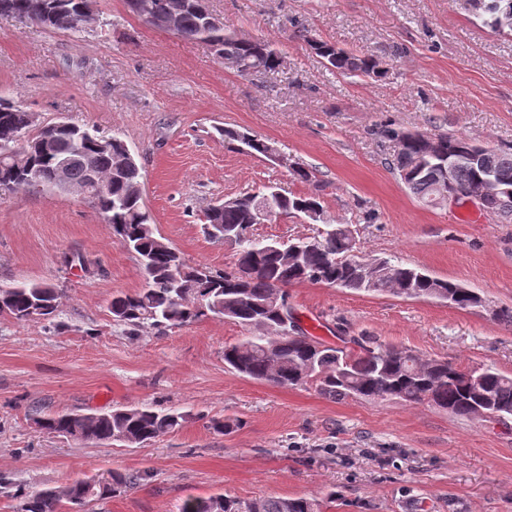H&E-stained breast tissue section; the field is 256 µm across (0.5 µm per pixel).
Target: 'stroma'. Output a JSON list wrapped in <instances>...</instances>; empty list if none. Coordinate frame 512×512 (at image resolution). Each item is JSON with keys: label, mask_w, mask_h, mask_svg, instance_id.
<instances>
[{"label": "stroma", "mask_w": 512, "mask_h": 512, "mask_svg": "<svg viewBox=\"0 0 512 512\" xmlns=\"http://www.w3.org/2000/svg\"><path fill=\"white\" fill-rule=\"evenodd\" d=\"M110 27L75 35L0 18V95L47 124L64 117L123 138L137 153L158 233L194 265L222 269L210 241L216 201L268 185L316 193L323 222L353 231L357 256L392 258L465 283L485 304L289 286L295 316L326 343L373 336L425 359L512 374V223L467 203L427 207L386 166L388 126L512 143V31H492L468 0H209L227 28L269 40L279 70L243 76L206 44L152 28L124 0H96ZM375 58L382 77L325 67L296 32ZM245 129L280 161L219 136ZM302 165L316 172L297 179ZM301 214L253 225L288 242L316 233ZM84 265H75V258ZM45 281L64 296L55 318L0 317V474L28 490L148 470L149 482L94 512H181L189 498L308 497L323 512H512V421L458 418L396 399L331 401L314 386L278 387L224 364L248 328L209 316L180 328L115 324L114 295L144 285L135 259L88 199L50 191L0 197V287ZM174 407L190 419L143 447L42 433L44 413ZM241 420L228 435L210 418Z\"/></svg>", "instance_id": "35a3bbf8"}]
</instances>
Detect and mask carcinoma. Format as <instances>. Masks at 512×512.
<instances>
[{
    "mask_svg": "<svg viewBox=\"0 0 512 512\" xmlns=\"http://www.w3.org/2000/svg\"><path fill=\"white\" fill-rule=\"evenodd\" d=\"M0 0V16L32 22L50 31L83 32L84 15L95 11V0ZM180 8L177 36L210 45L221 59L239 61L242 75L276 70L282 62L268 40L249 35L230 36L225 28L203 29L210 14L207 0H171ZM496 31L512 30V0H469ZM300 37L320 58L342 75L382 76L386 71L371 57L346 52L336 45L310 37ZM438 159L453 157L462 162L456 171L460 192L477 186L483 171L464 160L474 147L470 139L455 134H435ZM124 141L90 132L79 125L49 124L37 127L30 113L12 101L0 98V147L9 145L14 155L0 158V190L14 193L35 190L37 185L54 191L58 164L66 160L69 183L88 185L87 198L112 228L121 245L135 255L142 267L144 286L133 293L112 298L114 321L133 333L145 324L181 327L209 315L232 320L245 327H267L273 336H248L224 346V363L234 371L257 381L282 387L312 384L320 395L331 400L354 397L363 400L399 399L408 403H429L449 414L470 418L475 415L476 398L489 395L496 422L512 419V375L492 367L462 373L447 360L423 359L407 348L383 344L369 336L353 337L349 344L329 345L302 327L285 323L281 313H291L287 287L296 283L324 284L342 290L389 293L405 298L435 299L458 309L481 305L473 290L462 284L434 277L391 258L364 262L354 254L356 240L344 224H326L314 236L295 241L303 257L276 242L253 237V201L264 191L245 193L226 200L222 208L205 214L204 232L209 238L234 246L232 265L223 270L199 268L186 262L180 252L157 232L143 198L131 193L141 184L140 167L130 165L117 174L113 158ZM423 144L407 140L394 146L388 166L424 205L436 194L433 183L417 169ZM501 188L500 200L491 214L512 220V146L495 147L490 154ZM312 212L323 220L320 197L281 196L274 202V215ZM61 294L53 285L31 282L0 288V314L26 321L48 318L58 312ZM41 429L83 443L122 440L145 446L182 427L190 414L177 408L147 406L116 408L96 417L61 413L42 417ZM241 425L238 419L213 418L208 428L229 434ZM112 483L98 487L85 479L74 480L62 491L45 489L12 495L14 512H86L89 502L125 493L149 481L148 470L125 473L112 471ZM182 512H320L313 498L230 499L224 496L192 498Z\"/></svg>",
    "mask_w": 512,
    "mask_h": 512,
    "instance_id": "1",
    "label": "carcinoma"
}]
</instances>
